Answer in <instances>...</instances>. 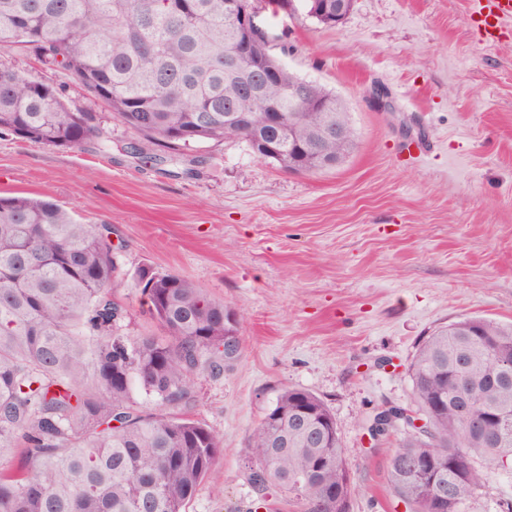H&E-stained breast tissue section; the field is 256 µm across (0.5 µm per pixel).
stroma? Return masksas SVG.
<instances>
[{"instance_id":"35a3bbf8","label":"stroma","mask_w":512,"mask_h":512,"mask_svg":"<svg viewBox=\"0 0 512 512\" xmlns=\"http://www.w3.org/2000/svg\"><path fill=\"white\" fill-rule=\"evenodd\" d=\"M471 0H355L336 28L300 0L261 11L273 55L345 103L356 146L309 175L259 159L242 139L202 141L189 174L142 164L136 136L75 90L112 150L0 136V197L48 199L108 229L126 336L158 332L136 274L182 275L239 319L240 359L202 377L189 415L223 442L215 478L186 512H296L256 493L244 450L286 386L320 397L358 485L350 512H405L370 415L410 401L407 369L437 328L464 316L512 323V41L478 44ZM384 89L386 108L373 98ZM430 140V153L407 144Z\"/></svg>"}]
</instances>
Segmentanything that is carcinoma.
Here are the masks:
<instances>
[{"label":"carcinoma","mask_w":512,"mask_h":512,"mask_svg":"<svg viewBox=\"0 0 512 512\" xmlns=\"http://www.w3.org/2000/svg\"><path fill=\"white\" fill-rule=\"evenodd\" d=\"M225 0H0V47L33 55L43 75L0 63V136L48 147L112 150L89 112L64 97L76 87L138 140L142 163L179 165L203 140L241 138L258 152L259 128L224 111L284 116L293 140L259 158L296 173L332 169L356 134L345 107L321 83L287 70L268 38H248ZM257 64L275 73L257 98L241 84ZM117 265L107 235L59 205L0 198V512H185L214 473L222 442L173 412L194 401L196 379L219 376L240 358L238 322L223 302L175 273L139 271L136 287L162 334L123 336L113 297ZM411 412L429 431L406 430L391 450L388 482L407 512H464L492 477L512 466V325L465 317L441 326L408 367ZM139 382L162 409L131 396ZM489 418L496 439L475 442L458 401ZM250 482L274 486L302 512H350L356 485L336 421L314 393L282 388L244 449ZM440 459L427 479L405 460Z\"/></svg>","instance_id":"cac0c4a2"}]
</instances>
